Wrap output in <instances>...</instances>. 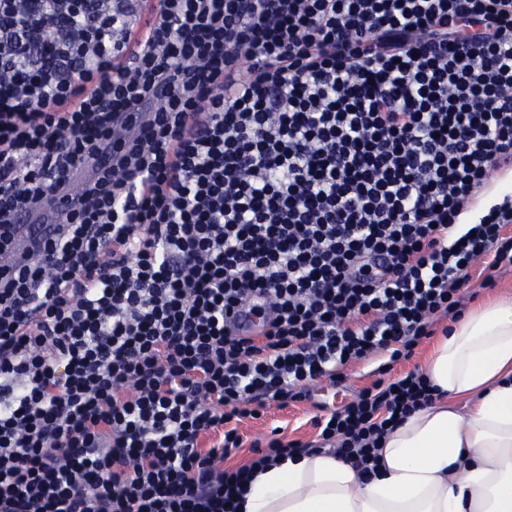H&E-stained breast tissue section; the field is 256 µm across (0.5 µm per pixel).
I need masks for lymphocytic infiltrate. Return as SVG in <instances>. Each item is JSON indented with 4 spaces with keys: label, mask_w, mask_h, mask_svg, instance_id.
<instances>
[{
    "label": "lymphocytic infiltrate",
    "mask_w": 512,
    "mask_h": 512,
    "mask_svg": "<svg viewBox=\"0 0 512 512\" xmlns=\"http://www.w3.org/2000/svg\"><path fill=\"white\" fill-rule=\"evenodd\" d=\"M0 0V512H237L312 447L371 474L434 393L396 375L457 319L512 200V0ZM276 308L234 337L247 298ZM379 377L315 441L240 425ZM250 446L247 464L225 466ZM71 202V195L65 200L57 201L54 204V210H51V212H54L57 218L61 212L70 206ZM56 218L53 221L45 220L44 224H30L29 217L22 216L19 224H13L12 228L17 233L21 251L29 254L32 250L33 253L43 242L53 238L57 232V224H54ZM377 363L371 362H360L349 367L348 372L350 373L347 383L350 385L349 393L355 388H360L368 385L373 381L375 376H372V371L377 367Z\"/></svg>",
    "instance_id": "lymphocytic-infiltrate-1"
}]
</instances>
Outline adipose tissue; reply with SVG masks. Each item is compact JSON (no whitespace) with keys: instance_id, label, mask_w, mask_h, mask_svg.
I'll return each mask as SVG.
<instances>
[{"instance_id":"ef3b65f1","label":"adipose tissue","mask_w":512,"mask_h":512,"mask_svg":"<svg viewBox=\"0 0 512 512\" xmlns=\"http://www.w3.org/2000/svg\"><path fill=\"white\" fill-rule=\"evenodd\" d=\"M423 372L440 397L386 435L376 476L297 453L257 472L238 512H512V299L466 312Z\"/></svg>"}]
</instances>
